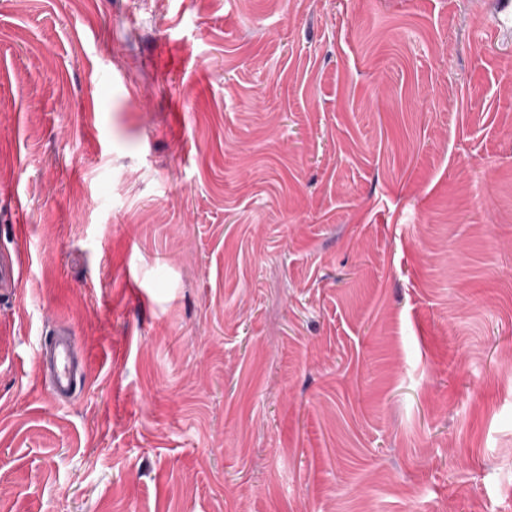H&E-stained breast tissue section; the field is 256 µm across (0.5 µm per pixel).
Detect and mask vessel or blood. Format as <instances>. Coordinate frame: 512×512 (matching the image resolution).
<instances>
[{"label": "vessel or blood", "instance_id": "obj_1", "mask_svg": "<svg viewBox=\"0 0 512 512\" xmlns=\"http://www.w3.org/2000/svg\"><path fill=\"white\" fill-rule=\"evenodd\" d=\"M38 364L55 398L63 399L72 395L78 359L69 329L60 328L54 332L42 346Z\"/></svg>", "mask_w": 512, "mask_h": 512}]
</instances>
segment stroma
Instances as JSON below:
<instances>
[{"label": "stroma", "instance_id": "stroma-1", "mask_svg": "<svg viewBox=\"0 0 512 512\" xmlns=\"http://www.w3.org/2000/svg\"><path fill=\"white\" fill-rule=\"evenodd\" d=\"M2 251L0 512H512V0H0ZM38 364L56 399L73 394L78 366L77 348L68 328H59L41 347Z\"/></svg>", "mask_w": 512, "mask_h": 512}]
</instances>
